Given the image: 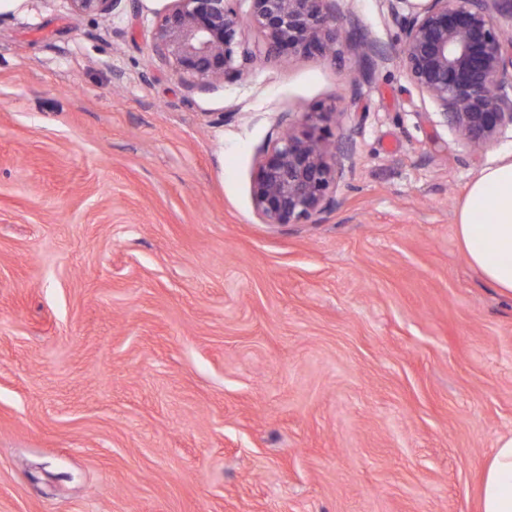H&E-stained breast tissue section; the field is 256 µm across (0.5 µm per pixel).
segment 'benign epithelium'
Segmentation results:
<instances>
[{
  "label": "benign epithelium",
  "mask_w": 512,
  "mask_h": 512,
  "mask_svg": "<svg viewBox=\"0 0 512 512\" xmlns=\"http://www.w3.org/2000/svg\"><path fill=\"white\" fill-rule=\"evenodd\" d=\"M248 2L242 11V2ZM76 15L106 16L122 0H67ZM338 0H172L152 32V51L192 92L242 79L256 55L243 25L263 38V54H330ZM512 0H421L400 17L401 65L417 91L479 149L512 126V44L498 15ZM326 112H307L261 154L252 198L267 224H306L336 200L340 147Z\"/></svg>",
  "instance_id": "benign-epithelium-1"
}]
</instances>
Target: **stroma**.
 Masks as SVG:
<instances>
[{
  "mask_svg": "<svg viewBox=\"0 0 512 512\" xmlns=\"http://www.w3.org/2000/svg\"><path fill=\"white\" fill-rule=\"evenodd\" d=\"M169 4L0 0V512H477L512 301L456 222L512 127L441 123L406 6L340 0L330 55L190 92L150 48ZM306 112L336 204L264 223L260 154ZM69 9L76 15L106 16L118 7L122 0H66Z\"/></svg>",
  "mask_w": 512,
  "mask_h": 512,
  "instance_id": "obj_1",
  "label": "stroma"
}]
</instances>
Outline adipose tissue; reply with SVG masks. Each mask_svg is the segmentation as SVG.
Listing matches in <instances>:
<instances>
[{
	"mask_svg": "<svg viewBox=\"0 0 512 512\" xmlns=\"http://www.w3.org/2000/svg\"><path fill=\"white\" fill-rule=\"evenodd\" d=\"M467 260L512 299V154L471 181L456 224ZM479 512H512V432L497 437L480 474Z\"/></svg>",
	"mask_w": 512,
	"mask_h": 512,
	"instance_id": "obj_1",
	"label": "adipose tissue"
}]
</instances>
